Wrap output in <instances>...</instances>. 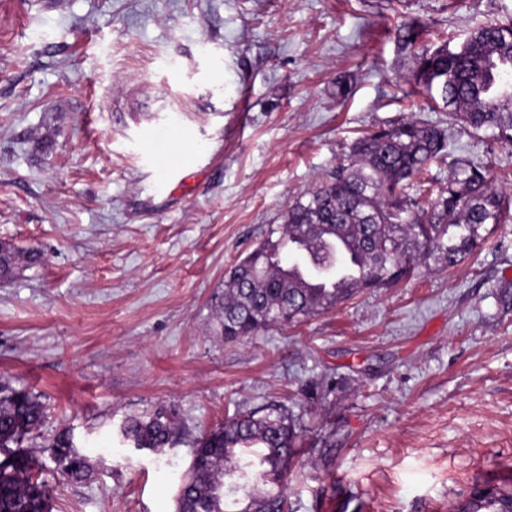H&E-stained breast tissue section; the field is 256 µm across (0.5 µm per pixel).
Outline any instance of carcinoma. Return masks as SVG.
<instances>
[{"label":"carcinoma","mask_w":512,"mask_h":512,"mask_svg":"<svg viewBox=\"0 0 512 512\" xmlns=\"http://www.w3.org/2000/svg\"><path fill=\"white\" fill-rule=\"evenodd\" d=\"M415 85L448 112V119L512 146V23L490 22L463 46L442 44L415 54ZM436 125L407 121L369 132L317 188L288 207L283 223L268 228L230 269L219 320L224 341L290 327L338 308L368 288L409 279L433 258L451 269L485 239L487 225L512 220V192L492 185L483 169L461 160L448 185L428 200L410 194L417 178L444 155ZM302 252L311 269L344 258L360 269L345 288L289 283L298 266L282 267V253ZM42 258L34 249L0 244V278ZM40 397L0 386V512H47L42 466L24 443L43 424ZM176 423L163 410L121 427L136 448L158 450L174 441ZM295 420L279 409L256 410L204 434L182 479L177 512H283L288 467L300 448ZM54 470L83 478L86 461L70 431L48 445ZM454 512H512V486L493 481L475 489Z\"/></svg>","instance_id":"cac0c4a2"}]
</instances>
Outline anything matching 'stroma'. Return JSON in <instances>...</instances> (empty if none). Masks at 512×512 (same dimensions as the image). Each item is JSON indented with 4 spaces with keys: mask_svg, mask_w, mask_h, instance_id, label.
<instances>
[{
    "mask_svg": "<svg viewBox=\"0 0 512 512\" xmlns=\"http://www.w3.org/2000/svg\"><path fill=\"white\" fill-rule=\"evenodd\" d=\"M421 20L416 45L406 43ZM512 0H0V383L41 393L25 445L72 429L88 472L51 512H176L196 441L264 407L305 431L291 512H451L512 483V223L297 326L225 342L230 268L363 134L439 126L512 188V147L413 94L415 47L458 45ZM163 451L123 444L157 408ZM0 250V278L2 279L12 277L24 263H33L42 258V255L34 249L21 250L6 242L1 243Z\"/></svg>",
    "mask_w": 512,
    "mask_h": 512,
    "instance_id": "35a3bbf8",
    "label": "stroma"
}]
</instances>
